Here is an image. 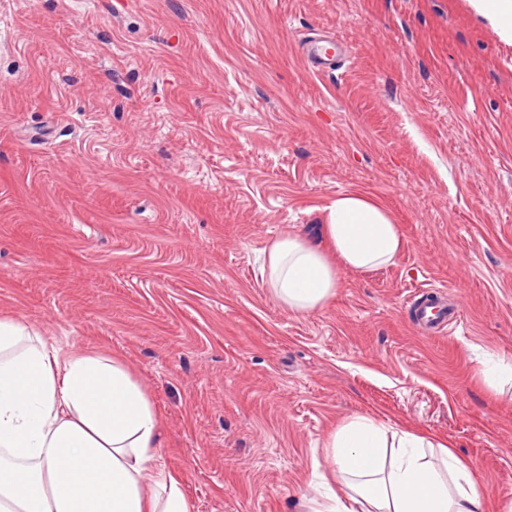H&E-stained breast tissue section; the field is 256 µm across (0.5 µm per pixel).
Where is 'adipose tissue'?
I'll return each mask as SVG.
<instances>
[{
	"instance_id": "ef3b65f1",
	"label": "adipose tissue",
	"mask_w": 512,
	"mask_h": 512,
	"mask_svg": "<svg viewBox=\"0 0 512 512\" xmlns=\"http://www.w3.org/2000/svg\"><path fill=\"white\" fill-rule=\"evenodd\" d=\"M324 245L276 240L274 298L308 314L331 299L340 272L393 262L400 227L358 192L324 207ZM158 417L116 359L46 346L22 322L0 319V512H190L160 462ZM332 478L309 512H485L470 471L448 446L373 417L347 418L323 444Z\"/></svg>"
}]
</instances>
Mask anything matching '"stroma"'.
<instances>
[{"instance_id": "35a3bbf8", "label": "stroma", "mask_w": 512, "mask_h": 512, "mask_svg": "<svg viewBox=\"0 0 512 512\" xmlns=\"http://www.w3.org/2000/svg\"><path fill=\"white\" fill-rule=\"evenodd\" d=\"M0 0V318L123 361L191 512H304L348 417L512 497V45L468 0ZM331 35L349 60L312 71ZM358 192L404 246L309 314L264 269ZM439 289L461 317L420 335Z\"/></svg>"}]
</instances>
